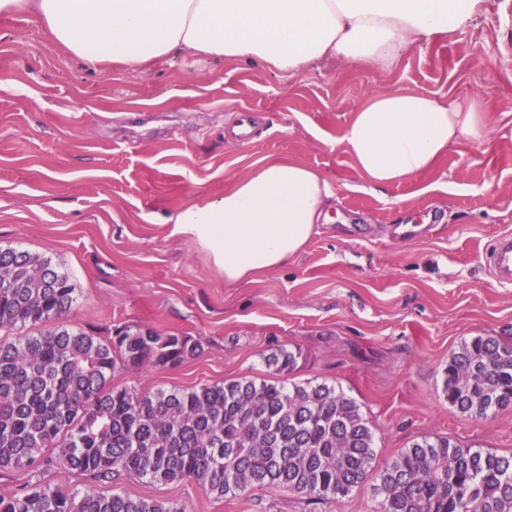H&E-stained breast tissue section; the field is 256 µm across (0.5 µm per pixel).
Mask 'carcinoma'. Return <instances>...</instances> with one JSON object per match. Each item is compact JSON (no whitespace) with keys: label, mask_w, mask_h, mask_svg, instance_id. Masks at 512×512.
I'll use <instances>...</instances> for the list:
<instances>
[{"label":"carcinoma","mask_w":512,"mask_h":512,"mask_svg":"<svg viewBox=\"0 0 512 512\" xmlns=\"http://www.w3.org/2000/svg\"><path fill=\"white\" fill-rule=\"evenodd\" d=\"M70 276L48 258L0 248V471L34 463L90 479L135 475L194 481L233 497L284 489L316 500L346 497L370 475L375 512H512V455L425 436L376 467L375 434L360 405L325 382L241 378L189 390L136 393L111 385L119 368H175L197 355L190 336L118 328L100 338L45 329L76 305ZM37 333L9 337L14 330ZM295 355L267 358L290 374ZM448 404L478 419L512 408V343L463 341L448 358ZM0 512H186L151 498L28 483L0 495Z\"/></svg>","instance_id":"cac0c4a2"}]
</instances>
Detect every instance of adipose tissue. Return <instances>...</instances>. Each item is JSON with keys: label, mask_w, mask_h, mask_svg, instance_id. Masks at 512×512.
<instances>
[{"label": "adipose tissue", "mask_w": 512, "mask_h": 512, "mask_svg": "<svg viewBox=\"0 0 512 512\" xmlns=\"http://www.w3.org/2000/svg\"><path fill=\"white\" fill-rule=\"evenodd\" d=\"M484 0H0V15H33L52 41L94 70H136L179 53L260 60L282 73L338 57L387 65L446 35ZM487 116L427 93L388 92L359 105L338 139L359 175L388 186L431 170L461 140L479 142ZM333 185L292 160H272L224 195L171 219L233 286L283 265L331 219Z\"/></svg>", "instance_id": "ef3b65f1"}]
</instances>
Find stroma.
<instances>
[{
  "mask_svg": "<svg viewBox=\"0 0 512 512\" xmlns=\"http://www.w3.org/2000/svg\"><path fill=\"white\" fill-rule=\"evenodd\" d=\"M0 247L52 260L77 305L62 327L184 334L202 349L176 368L116 371L141 393L239 378L271 380L266 358L296 356L295 382H325L360 404L377 461L424 436L512 453V409L483 420L450 407L448 359L476 336L512 340V285L486 255L512 235V0H484L447 36L387 67L341 59L285 75L261 61L190 54L146 72L102 74L50 40L28 14L0 16ZM479 100L486 138L454 146L435 168L370 189L337 140L353 110L390 92ZM253 137L235 141L240 112ZM291 159L337 189L329 223L288 265L228 286L207 252L168 219L223 195L259 165ZM420 225L403 241L396 229ZM43 483L168 500L186 512H373L374 479L322 502L250 489L215 499L189 481L53 471Z\"/></svg>",
  "mask_w": 512,
  "mask_h": 512,
  "instance_id": "stroma-1",
  "label": "stroma"
}]
</instances>
